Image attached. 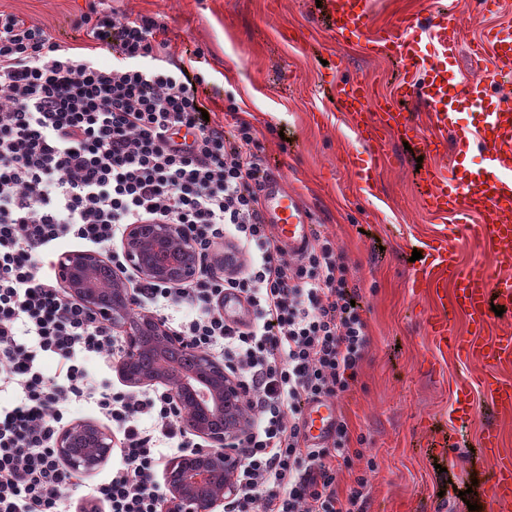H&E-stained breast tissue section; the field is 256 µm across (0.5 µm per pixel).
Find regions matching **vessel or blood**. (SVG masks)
<instances>
[{"instance_id":"obj_1","label":"vessel or blood","mask_w":512,"mask_h":512,"mask_svg":"<svg viewBox=\"0 0 512 512\" xmlns=\"http://www.w3.org/2000/svg\"><path fill=\"white\" fill-rule=\"evenodd\" d=\"M372 0H323V9L341 46L357 47L375 55L400 60L406 76L390 95L379 97L368 84L353 81L337 86L336 109L350 118L357 138L371 145L364 180H372L385 150L381 135H394L431 158L454 150L453 172L430 167L420 197L430 216L465 221L466 232L488 247L492 265L462 263L456 248L441 237L431 238L421 260V271L440 303L468 319L465 333H456L447 319L431 321L438 345L458 357L480 362L485 372L480 387L501 415H512V328L488 334L493 309L512 313V92L490 90L484 80L456 81L449 74L459 46L461 13L438 11L428 21L399 14L393 27L377 25ZM477 52H489L494 71L512 73V26L490 28L475 42ZM429 115L421 123L415 109ZM477 112L475 124L458 123L460 109ZM486 153L479 167L467 165L473 146ZM262 221L276 244L289 255H299L311 242L313 212L302 197L289 189L282 176L268 174L261 194ZM307 441L328 442L336 427V404L314 401L303 410ZM482 455L493 464L492 508L512 512V455L500 451V434L485 426L479 435Z\"/></svg>"}]
</instances>
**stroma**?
<instances>
[{
    "instance_id": "1",
    "label": "stroma",
    "mask_w": 512,
    "mask_h": 512,
    "mask_svg": "<svg viewBox=\"0 0 512 512\" xmlns=\"http://www.w3.org/2000/svg\"><path fill=\"white\" fill-rule=\"evenodd\" d=\"M376 21L399 13L427 18L440 5L465 0H374ZM120 14H150L166 27L170 61L201 53L200 94L217 115L235 108L248 120L267 166L279 169L310 204L316 229L335 237L357 281L369 324L370 345L356 383L337 399L353 436L365 439L363 457L340 466L336 489L345 492L360 472L369 474L368 512H489L493 470L477 444L481 429L496 425L512 453V417L494 413L484 396L458 445L437 447L455 428L458 386L484 372L475 362L441 354L426 319L435 304L413 288L410 257L420 242L441 233L462 261L484 262L488 248L467 238L455 219L428 216L417 191V155L388 138V158L373 188L353 175L367 156L350 122L326 98L328 86L360 79L379 94L400 77L391 59L341 47L316 0H114ZM88 0H0V10L42 25L62 42L84 39L73 20ZM478 25L464 21L451 61L458 79H489L487 56L469 45Z\"/></svg>"
}]
</instances>
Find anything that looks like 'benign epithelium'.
<instances>
[{"mask_svg": "<svg viewBox=\"0 0 512 512\" xmlns=\"http://www.w3.org/2000/svg\"><path fill=\"white\" fill-rule=\"evenodd\" d=\"M122 251L126 264L149 281L179 286L198 271V253L179 224H131ZM58 273L69 296L124 336L115 369L127 386L168 385L179 404L196 407L186 427L206 448L177 457L166 467L164 512H216L236 492L240 461L227 444L246 426L237 381L208 353L189 348L176 356L174 345L183 344L182 338L154 314L132 312L131 285L103 254L65 252ZM56 448L72 470L90 473L110 456L112 433L92 422H74L59 433Z\"/></svg>", "mask_w": 512, "mask_h": 512, "instance_id": "obj_1", "label": "benign epithelium"}]
</instances>
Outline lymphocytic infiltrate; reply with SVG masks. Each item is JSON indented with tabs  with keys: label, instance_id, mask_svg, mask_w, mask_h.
Segmentation results:
<instances>
[{
	"label": "lymphocytic infiltrate",
	"instance_id": "lymphocytic-infiltrate-1",
	"mask_svg": "<svg viewBox=\"0 0 512 512\" xmlns=\"http://www.w3.org/2000/svg\"><path fill=\"white\" fill-rule=\"evenodd\" d=\"M79 24L88 44L67 47L0 11V389L16 394L0 405V512H69L76 474L55 440L76 403L95 405L120 435L110 478L87 491L108 512H163L159 470L198 448L169 388L94 379L88 360L115 358L123 341L58 280L67 244L117 266L113 242L152 221L185 226L199 270L178 287L140 281L135 308L218 354L242 388L248 428L231 444L240 466L224 512H367V474L336 492L347 422L320 448L302 430L308 401L351 389L370 342L343 250L327 235L295 257L275 245L258 212L264 158L252 125L234 117L228 134L204 120L199 67L161 64L156 18L91 0ZM104 49L111 64L98 60ZM229 292L247 303V322L226 321Z\"/></svg>",
	"mask_w": 512,
	"mask_h": 512
}]
</instances>
